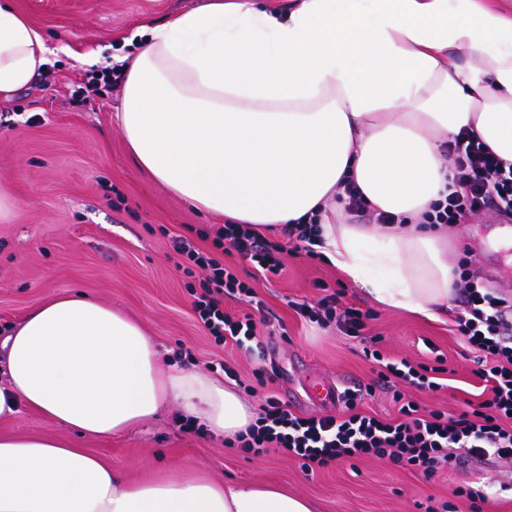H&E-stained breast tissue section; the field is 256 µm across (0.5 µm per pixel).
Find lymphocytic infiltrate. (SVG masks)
<instances>
[{"label":"lymphocytic infiltrate","instance_id":"obj_1","mask_svg":"<svg viewBox=\"0 0 512 512\" xmlns=\"http://www.w3.org/2000/svg\"><path fill=\"white\" fill-rule=\"evenodd\" d=\"M453 177L448 194L428 216L432 224H461L487 211L512 215V165L504 162L476 137L458 135L449 143ZM212 250L176 239V251L188 264L185 275L205 274L194 311L202 327L216 341L241 347L255 341L253 314L235 316L222 307L225 297L254 298L255 291L237 273L224 265L217 250H235L253 268L255 275L271 279L282 273L285 244L270 242L245 224H225L212 236ZM454 323L474 350L483 353L485 365L476 375L485 383L486 397L456 414L422 412L405 396V388L439 390L431 367L408 359L388 358L380 351H366L377 362L374 384L348 388L343 408L337 414L295 415L276 397H267L260 412L238 440L243 448L260 456L276 451L301 461L314 470L347 458L373 456L431 477L439 466L462 469L469 462L499 459L512 463V293L488 287L475 271L474 250L462 260ZM299 312L321 326L335 324L349 336L365 327L366 312L339 303L338 293L300 304ZM391 390L399 405V417L383 420L359 413L357 407L375 388Z\"/></svg>","mask_w":512,"mask_h":512}]
</instances>
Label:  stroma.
Listing matches in <instances>:
<instances>
[{"label":"stroma","instance_id":"stroma-1","mask_svg":"<svg viewBox=\"0 0 512 512\" xmlns=\"http://www.w3.org/2000/svg\"><path fill=\"white\" fill-rule=\"evenodd\" d=\"M199 0H13L52 49V63L29 88L0 100V184L16 201L10 223H0V333H8L37 302L85 293L139 320L172 364L223 377V364L254 385L245 399L260 408L276 395L298 415L321 413L309 386L335 380L339 388L369 384L376 363L364 350L432 364L443 352L449 387L416 393L430 410L455 412L460 402H480L484 383L474 374L477 355L455 330L452 314L431 320L377 304L331 262L304 252L285 254V273L254 282L264 305L259 325L264 358L257 361L214 341L196 318L193 302L201 277L178 269L182 236L210 248L202 231L221 220L197 212L140 170L116 119L121 86L101 88L83 100L78 92L91 68L131 52L142 26L164 21ZM490 211L448 228V260L458 265L463 243L483 258L476 269L491 287L512 290V251L490 249L489 225L505 223ZM342 291L345 303L370 311L361 337L336 326H318L294 305L315 302L324 288ZM273 367L274 381L257 383L259 364ZM1 435L66 437L40 414L21 409L0 420ZM78 447L144 481L202 472L228 482L273 484L312 500L317 512H443L452 490L469 484L486 496L481 512H512V469L497 460L469 463L461 471L437 470L432 478L383 459L352 458L306 471L301 462L270 452L254 456L204 430L186 428L175 408L129 432L109 438H77Z\"/></svg>","mask_w":512,"mask_h":512}]
</instances>
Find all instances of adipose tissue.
<instances>
[{
	"mask_svg": "<svg viewBox=\"0 0 512 512\" xmlns=\"http://www.w3.org/2000/svg\"><path fill=\"white\" fill-rule=\"evenodd\" d=\"M0 0V99L50 63ZM116 119L135 163L198 211L318 247L380 305L435 316L454 295L448 236L421 217L448 192L449 140L512 163L507 0H202L120 56ZM353 184L396 224H350ZM0 420L34 410L78 436L119 435L176 405L234 440L255 414L219 379L166 365L130 315L82 293L32 306L0 339ZM0 512H316L308 498L204 476L130 481L73 442L0 436Z\"/></svg>",
	"mask_w": 512,
	"mask_h": 512,
	"instance_id": "obj_1",
	"label": "adipose tissue"
}]
</instances>
